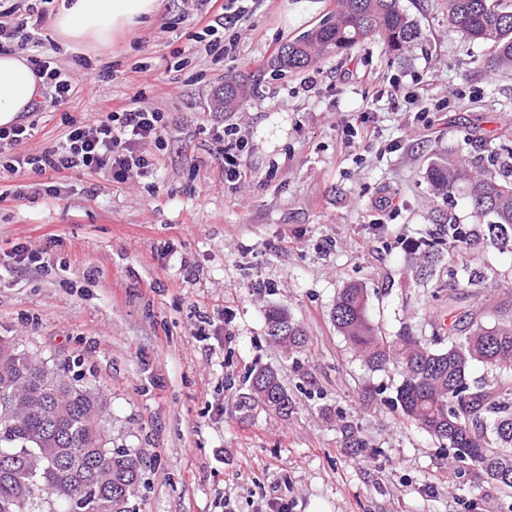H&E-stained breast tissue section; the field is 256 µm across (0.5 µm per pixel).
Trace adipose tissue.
Masks as SVG:
<instances>
[{
	"label": "adipose tissue",
	"mask_w": 512,
	"mask_h": 512,
	"mask_svg": "<svg viewBox=\"0 0 512 512\" xmlns=\"http://www.w3.org/2000/svg\"><path fill=\"white\" fill-rule=\"evenodd\" d=\"M164 6L165 0H61L51 25L66 51L87 54L110 49L119 35L150 23ZM42 98L29 57L0 52V126L31 112Z\"/></svg>",
	"instance_id": "1"
}]
</instances>
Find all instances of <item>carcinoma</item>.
I'll use <instances>...</instances> for the list:
<instances>
[{
    "mask_svg": "<svg viewBox=\"0 0 512 512\" xmlns=\"http://www.w3.org/2000/svg\"><path fill=\"white\" fill-rule=\"evenodd\" d=\"M448 29L463 45L490 47L489 68L512 70V0H448ZM419 30L400 0H336V10L310 29L282 44L267 68L301 72L320 57L348 54L367 41L383 44L401 56ZM265 70L224 78L214 94V108L237 111L247 91L260 88ZM436 195L464 186L473 210L489 218L485 236L500 250L512 252V180L493 162L476 164L453 152L437 155L427 169ZM412 263L425 272L443 253L457 260L448 305L458 300L455 286L477 287L472 235L458 224L421 242ZM331 318L368 369L393 370L400 377L392 407L411 424L437 439L440 448L463 471L479 470L504 490H512V318L497 312L468 310L427 339L405 324L384 336L368 313L363 283L351 281L336 295ZM270 341L290 354L306 343L300 325L287 309L265 312ZM481 365L493 380L473 376ZM70 366L55 363L0 336V512H134L131 498L141 482L143 459L128 448L114 449L103 419L107 399L79 379ZM240 408L264 406L282 414L292 399L276 368L257 365L246 380ZM346 448H365L350 424L340 427Z\"/></svg>",
    "mask_w": 512,
    "mask_h": 512,
    "instance_id": "1",
    "label": "carcinoma"
}]
</instances>
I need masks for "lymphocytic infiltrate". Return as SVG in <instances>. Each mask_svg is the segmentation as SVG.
Listing matches in <instances>:
<instances>
[{
	"mask_svg": "<svg viewBox=\"0 0 512 512\" xmlns=\"http://www.w3.org/2000/svg\"><path fill=\"white\" fill-rule=\"evenodd\" d=\"M209 20L204 27L210 50L227 55L236 51L235 42L222 38L228 24L244 20L248 0H197ZM36 76L53 92L55 103H66L78 85L74 70L59 66L52 56L34 63ZM167 122L163 112L151 107L143 95H135L109 107L96 123L69 121L62 142L38 154L17 155L13 149L28 139L30 128L22 123L0 127V156L11 153L5 164L10 174L43 176L47 173L110 174L117 182L132 176L152 175L159 159L148 152L149 143L160 141Z\"/></svg>",
	"mask_w": 512,
	"mask_h": 512,
	"instance_id": "obj_1",
	"label": "lymphocytic infiltrate"
}]
</instances>
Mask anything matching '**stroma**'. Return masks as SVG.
Returning a JSON list of instances; mask_svg holds the SVG:
<instances>
[{
    "label": "stroma",
    "instance_id": "1",
    "mask_svg": "<svg viewBox=\"0 0 512 512\" xmlns=\"http://www.w3.org/2000/svg\"><path fill=\"white\" fill-rule=\"evenodd\" d=\"M421 35L404 59L377 42L327 55L300 73H266L235 112L214 111L225 76L245 74L335 7L334 0H254L234 26L235 57L190 40L195 0H166L149 25L92 53L87 85L66 104L43 98L15 147L36 154L63 140L67 119L90 125L105 102L143 92L169 127L151 176L117 183L96 175H10L25 194L0 205V336L69 360L108 398L112 445L141 452L136 512H512V491L459 471L435 439L386 402L398 377L371 372L330 319L336 294L364 283L382 333L409 320L432 336L435 295L447 264L414 280L408 249L438 225L473 228L461 196L434 195L436 154L488 155L512 140V73L491 71L486 45L462 47L448 30L447 0H401ZM317 90L305 92L306 77ZM420 84L436 106L384 96L389 78ZM378 96L370 137L348 142L344 120ZM284 111L286 143L252 140L269 110ZM244 140L246 182L224 179V143ZM56 186L49 194L48 186ZM46 252L47 266L19 261L18 247ZM488 292L457 312L512 302V252L478 240ZM281 306L306 344L287 355L269 341L263 313ZM278 369L288 414L240 410L254 365ZM368 444L345 448L341 421Z\"/></svg>",
    "mask_w": 512,
    "mask_h": 512
}]
</instances>
